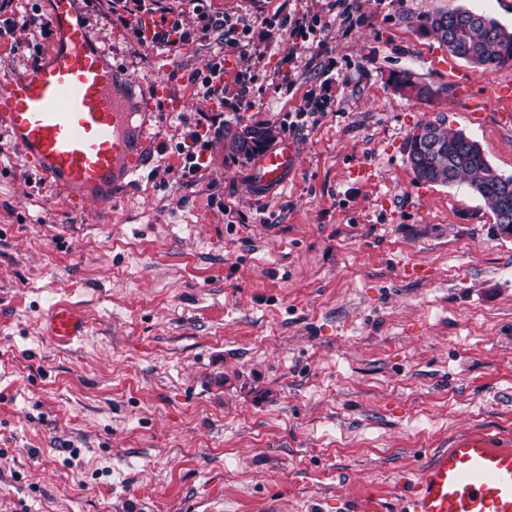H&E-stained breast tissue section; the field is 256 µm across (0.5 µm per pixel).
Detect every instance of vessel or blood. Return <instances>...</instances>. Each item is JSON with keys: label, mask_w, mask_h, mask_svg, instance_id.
Listing matches in <instances>:
<instances>
[{"label": "vessel or blood", "mask_w": 512, "mask_h": 512, "mask_svg": "<svg viewBox=\"0 0 512 512\" xmlns=\"http://www.w3.org/2000/svg\"><path fill=\"white\" fill-rule=\"evenodd\" d=\"M78 2L58 0L52 45L30 69L0 66V130L24 165L64 190L74 206L106 207L144 166L155 137L148 121H135L136 110L160 103L178 109L185 102L163 78L136 100V80L106 60ZM138 28L143 43L153 45L171 22L147 12ZM297 157L290 139L269 148L255 164L256 187L283 185ZM85 327L76 305L51 307L47 333L57 344L70 343ZM403 512H512V446L488 433L452 440L409 483Z\"/></svg>", "instance_id": "vessel-or-blood-1"}]
</instances>
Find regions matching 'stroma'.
I'll use <instances>...</instances> for the list:
<instances>
[{
	"label": "stroma",
	"mask_w": 512,
	"mask_h": 512,
	"mask_svg": "<svg viewBox=\"0 0 512 512\" xmlns=\"http://www.w3.org/2000/svg\"><path fill=\"white\" fill-rule=\"evenodd\" d=\"M346 2L345 21L333 0H150L191 33L174 54L85 6L113 65L188 105L158 106L147 165L105 208L71 206L0 132V512H399L453 437L512 444V238L403 150L441 118L512 174V102L493 98L512 66L459 62L486 112L471 123L424 29L463 7L512 30V0ZM53 8L0 0V60L45 52L23 22ZM284 11L317 17L316 37L292 45L270 23ZM203 14L251 20L253 51L225 54ZM221 57L225 83L256 75L250 105L193 83ZM402 72L435 97L399 92ZM312 94L326 109L293 128ZM253 124L298 145L283 186L255 189L253 159L224 146L225 126ZM60 300L89 323L68 346L42 330Z\"/></svg>",
	"instance_id": "1"
}]
</instances>
